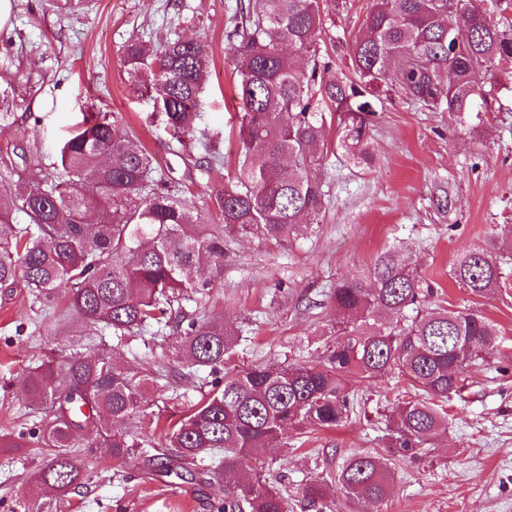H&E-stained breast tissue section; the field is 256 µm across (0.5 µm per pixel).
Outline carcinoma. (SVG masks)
I'll list each match as a JSON object with an SVG mask.
<instances>
[{"mask_svg":"<svg viewBox=\"0 0 512 512\" xmlns=\"http://www.w3.org/2000/svg\"><path fill=\"white\" fill-rule=\"evenodd\" d=\"M323 0H247L225 28L227 60L238 73L241 110L238 166L211 197L222 223L195 213L154 178L152 154L117 117L92 113L57 150L51 172L38 171L0 191V288L23 282L33 302L66 301L65 314L85 334L107 331L115 347L150 333L179 337L180 376L209 369V389L180 418L161 415L142 427L154 387L152 364L121 365L108 354L73 360L60 373L45 360L22 379L38 425L18 441L37 439L46 462L31 477L24 512H51L82 485L75 436L99 432L84 444L104 460L133 457L161 476L188 474L224 486L218 512H288V493L268 480L260 448L307 431L333 430L350 410L352 379L396 374L415 395L392 407L385 423L387 456L355 454L337 486L356 504L383 500L391 489L387 457H418L448 429L442 402L465 389L464 373L491 354L496 325L473 309L420 307L427 285L394 249L363 275L331 291L342 320L317 365H251L221 374L236 331L197 316L185 304L219 284L229 243L256 237L283 245L301 228L321 223L328 191L320 177L329 147L327 120L353 144L368 143L369 96L386 88L429 104L444 98L449 112H467L487 95L481 70L512 61V31L474 5L456 0H374L362 33L349 44L356 79H326L319 62L329 15ZM213 48L178 38L160 48L134 41L124 62L130 77L154 89L157 114L185 147L195 132L197 102ZM27 223L11 222L14 211ZM512 250L492 239L458 256L453 278L474 298L500 286ZM128 431L104 432L106 422ZM54 501L44 502L46 491ZM314 506L326 498L316 481L302 487Z\"/></svg>","mask_w":512,"mask_h":512,"instance_id":"1","label":"carcinoma"}]
</instances>
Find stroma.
Returning a JSON list of instances; mask_svg holds the SVG:
<instances>
[{
  "instance_id": "obj_1",
  "label": "stroma",
  "mask_w": 512,
  "mask_h": 512,
  "mask_svg": "<svg viewBox=\"0 0 512 512\" xmlns=\"http://www.w3.org/2000/svg\"><path fill=\"white\" fill-rule=\"evenodd\" d=\"M238 0H11L0 27V188L50 162L55 147L92 112L114 114L156 160L159 177L178 186L189 206L202 208L223 187L239 153L236 138L238 77L225 55V26ZM372 0H336L323 35L329 77L352 76L347 45ZM198 37L213 47L208 84L195 120L197 138L216 142L220 169L207 172L202 150H175L167 128L153 118L124 65L126 44ZM479 79L488 91L469 111L450 113L445 102L427 106L386 91L374 97L371 164L357 163L346 134L329 126L336 151L321 177L330 186L322 224L287 245L258 238L233 244L221 285L202 301L201 313L239 327L226 371L271 362L321 359L336 322L328 290L360 276L382 251L395 247L431 285V301L472 308L499 331L486 362L465 373L466 389L448 399V431L429 454L393 459V486L365 512H512V271L497 292L475 299L452 277L462 249L484 245L512 225V63ZM57 309L32 305L26 288L0 291V435L32 426L20 390L22 377L43 360L68 363L108 353L109 335L85 336L78 324L60 325ZM175 337L152 343L148 353L160 376L148 414L182 411L181 397L196 388L175 384ZM354 409L342 426L318 431L306 443H277L267 452L271 473L295 491L315 480L335 481L356 453L381 452V428L395 392L387 378L354 383ZM88 477L58 512H216L222 488L195 480L166 486L150 479L134 458L123 465L77 451ZM46 452L36 442L0 448V512H23L30 476Z\"/></svg>"
}]
</instances>
